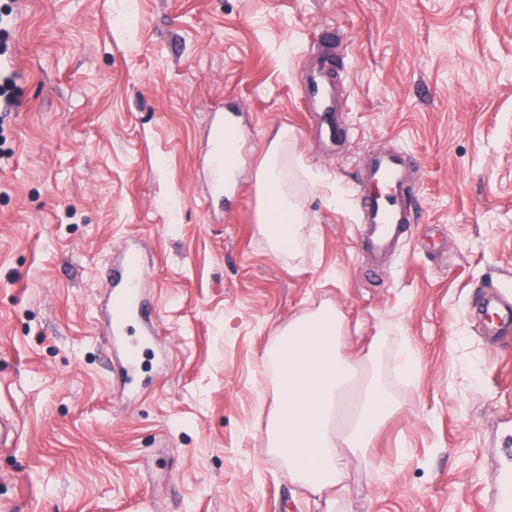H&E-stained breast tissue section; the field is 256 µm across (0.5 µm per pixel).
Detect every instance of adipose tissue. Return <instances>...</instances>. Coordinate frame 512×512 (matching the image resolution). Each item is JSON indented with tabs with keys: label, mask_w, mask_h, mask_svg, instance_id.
I'll return each mask as SVG.
<instances>
[{
	"label": "adipose tissue",
	"mask_w": 512,
	"mask_h": 512,
	"mask_svg": "<svg viewBox=\"0 0 512 512\" xmlns=\"http://www.w3.org/2000/svg\"><path fill=\"white\" fill-rule=\"evenodd\" d=\"M287 128L276 131L258 171L261 231L273 249L294 253L302 219L283 187L281 153ZM343 318L332 307L301 316L279 331L268 354L279 380L280 405L267 428L270 449L296 482L320 493L346 479L347 450L370 447L398 403L375 362L340 353Z\"/></svg>",
	"instance_id": "ef3b65f1"
}]
</instances>
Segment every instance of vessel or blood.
I'll use <instances>...</instances> for the list:
<instances>
[{"label": "vessel or blood", "mask_w": 512, "mask_h": 512, "mask_svg": "<svg viewBox=\"0 0 512 512\" xmlns=\"http://www.w3.org/2000/svg\"><path fill=\"white\" fill-rule=\"evenodd\" d=\"M350 62L321 57L300 72V83L309 111L319 119V135L327 149L334 150L352 131L337 119L339 87L350 78ZM233 120L214 113L207 139L209 193L205 205L209 211L224 209V137ZM421 166L401 150L369 153L360 171L365 188L356 201L359 223L365 229L361 244L375 259H382L408 234L415 222L413 201L418 182L415 173ZM105 276L109 284L105 311L108 323L107 346L121 359L112 377L124 389L140 391L145 384L142 357L151 345L154 309L142 293L143 257L137 245H128L119 262L108 263ZM475 307L488 319L486 333L505 336L512 333V300L499 292H484ZM495 512H512V465L503 467L493 493Z\"/></svg>", "instance_id": "obj_1"}]
</instances>
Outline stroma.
<instances>
[{
    "instance_id": "35a3bbf8",
    "label": "stroma",
    "mask_w": 512,
    "mask_h": 512,
    "mask_svg": "<svg viewBox=\"0 0 512 512\" xmlns=\"http://www.w3.org/2000/svg\"><path fill=\"white\" fill-rule=\"evenodd\" d=\"M18 107L0 121V512H493L512 459V335L473 301L512 294V0H8ZM352 63L358 135L332 153L298 78L321 29ZM248 131L223 213L207 211L209 114ZM294 133L285 188L301 253L257 223L256 173ZM423 168L418 224L382 264L359 245L366 153ZM139 242L168 362L112 383L105 265ZM322 306L342 354L376 356L400 403L341 491L295 482L268 446L265 356ZM415 352L414 377L394 357Z\"/></svg>"
}]
</instances>
